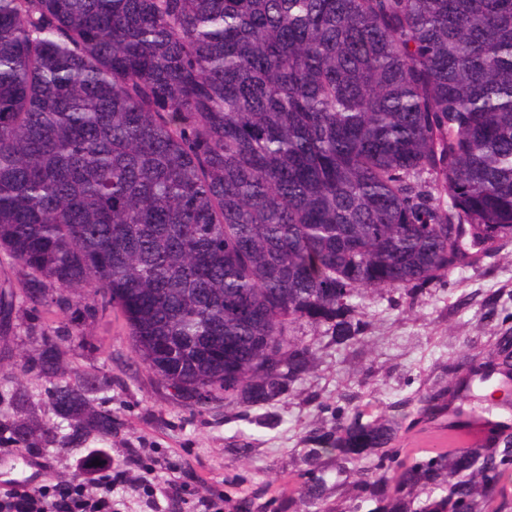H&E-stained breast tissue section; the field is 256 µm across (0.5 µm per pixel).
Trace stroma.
I'll return each mask as SVG.
<instances>
[{
	"mask_svg": "<svg viewBox=\"0 0 512 512\" xmlns=\"http://www.w3.org/2000/svg\"><path fill=\"white\" fill-rule=\"evenodd\" d=\"M26 278L0 252V286L11 287L15 298L7 333L0 335V391L20 383L44 401L45 384L33 363L51 336L65 353L66 375L102 381L95 404L111 410L116 423L111 436L89 439L83 447L44 449L53 476L72 479L83 454L143 438L201 475L199 494L223 486L234 512H371L369 493L358 480L330 464L309 473V432L329 427L340 408L393 414L404 420L396 465L435 457L448 448V416L427 419L419 412L431 376L447 370L450 354L465 339L512 328L510 243L418 299L395 290L366 293L364 336L353 349H336L326 327L296 326L293 335L315 352L316 367L275 400L244 404L220 396L196 404L176 396L139 361L118 310L89 294L75 300L63 290L55 291L50 306L31 308L21 290ZM490 294L502 300L488 316L480 302ZM318 480L323 493L312 505L298 491Z\"/></svg>",
	"mask_w": 512,
	"mask_h": 512,
	"instance_id": "obj_1",
	"label": "stroma"
}]
</instances>
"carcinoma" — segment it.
Returning <instances> with one entry per match:
<instances>
[{
  "instance_id": "obj_1",
  "label": "carcinoma",
  "mask_w": 512,
  "mask_h": 512,
  "mask_svg": "<svg viewBox=\"0 0 512 512\" xmlns=\"http://www.w3.org/2000/svg\"><path fill=\"white\" fill-rule=\"evenodd\" d=\"M511 240L512 0H0V251L34 307L118 308L184 397L270 402L315 366L293 325L354 346L365 291L413 298ZM486 346L421 399L452 418L445 454L390 475L400 419L355 410L307 436L308 470L331 458L374 512H512V428L461 403L512 384V329ZM36 375L45 403L6 396L14 447L112 435L51 339Z\"/></svg>"
}]
</instances>
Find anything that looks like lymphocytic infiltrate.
<instances>
[{
  "mask_svg": "<svg viewBox=\"0 0 512 512\" xmlns=\"http://www.w3.org/2000/svg\"><path fill=\"white\" fill-rule=\"evenodd\" d=\"M142 503L148 512H230L223 487L196 495L181 466L145 445L127 444L118 456L97 450L80 457L72 480L46 477L36 486L0 488V512H121Z\"/></svg>",
  "mask_w": 512,
  "mask_h": 512,
  "instance_id": "f902f5d3",
  "label": "lymphocytic infiltrate"
}]
</instances>
